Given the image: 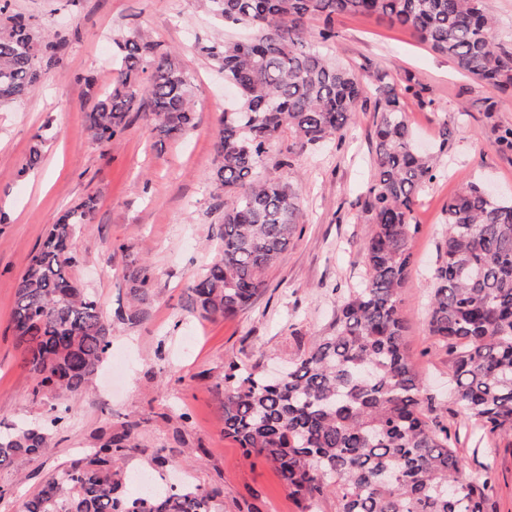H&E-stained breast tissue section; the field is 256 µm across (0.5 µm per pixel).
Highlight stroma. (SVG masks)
<instances>
[{"label": "stroma", "instance_id": "35a3bbf8", "mask_svg": "<svg viewBox=\"0 0 512 512\" xmlns=\"http://www.w3.org/2000/svg\"><path fill=\"white\" fill-rule=\"evenodd\" d=\"M11 11L58 51L41 56L31 94L0 106V430L45 425L54 448L0 467V512H22L49 474L124 423L136 426L121 461L129 474H164L203 491L220 489V512H242L248 502L259 512H298L274 468L225 438L221 383L232 361L261 370L288 366L329 331L341 298L362 278L359 248L371 227L359 200L374 166L373 110L355 113L339 141L304 148L287 136L272 142L260 173L298 185L301 233L266 272L265 288L247 309L205 320L193 311L188 286L217 255L224 206L206 177L215 165L218 118L234 92L198 45L213 37L244 39L250 29L225 26L204 0H11ZM336 30L327 46L335 61L363 73L387 71L398 85L409 73L420 80L433 106L412 96L403 100L418 143H435L442 126L454 131L442 158L445 175L426 185L416 202L418 232L409 242L414 264L402 304L407 350L428 395L446 404L450 357L425 321L443 206L463 184L481 179L512 198V153L496 150L483 112L495 103L497 121L512 125V95L460 73L446 56L376 18L345 16ZM127 35L175 50L192 79L196 125L178 140L158 141L140 112L129 113L112 142L87 134L85 115L116 76L113 40ZM41 131L48 134L42 161L22 172ZM287 153L292 164L285 167L280 160ZM90 195L98 205L73 242L76 276L113 316L129 300L126 261L140 258L153 268L152 299L139 323L113 321L106 365L91 387L69 397L72 411L55 425L48 405L26 397L30 378L8 326L28 256L49 224ZM117 244L125 245V255L114 253ZM448 426L468 474L495 464L487 512H512V437L479 430L453 411Z\"/></svg>", "mask_w": 512, "mask_h": 512}]
</instances>
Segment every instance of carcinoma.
Masks as SVG:
<instances>
[{"label": "carcinoma", "mask_w": 512, "mask_h": 512, "mask_svg": "<svg viewBox=\"0 0 512 512\" xmlns=\"http://www.w3.org/2000/svg\"><path fill=\"white\" fill-rule=\"evenodd\" d=\"M229 26L253 30L245 40L200 47L236 92L219 121L217 163L207 175L224 197L221 255L191 286L199 316L229 318L245 309L301 231L299 191L258 177L270 144L289 134L301 146L341 138L375 86V168L361 200L371 231L361 245L366 276L341 302L331 332L316 338L288 372L269 378L230 363L224 370V437L271 464L297 505L336 494L340 512H485L495 467L464 473L448 424L425 411L422 382L405 347L402 295L408 287L415 232L414 205L439 176V154L453 132L438 133V153L414 143L402 107L421 93L419 81L401 87L390 74L368 75L332 61L324 51L344 15L375 17L410 31L445 55L457 70L512 94V50L497 38L487 0H208ZM0 0V103L29 94L38 53L29 22ZM318 19V37L308 21ZM113 84L86 113L96 142H108L128 114L146 108L159 140L176 139L196 124L189 76L177 53L149 41H115ZM494 145L512 153V126L492 125ZM45 139L33 136L22 171L36 168ZM97 202L72 206L47 229L16 284L9 330L31 379L28 398L52 403L53 421L71 411L68 396L84 390L105 360L111 324L75 274L72 249ZM446 230L432 276L428 334L451 356L450 395L457 412L491 433L512 436V200L469 182L448 198ZM130 304L118 317L144 316L152 270L127 265ZM135 437L130 423L53 473L23 512H215L217 488L158 485L130 494L117 464ZM51 450L49 434L25 426L0 431V466Z\"/></svg>", "instance_id": "carcinoma-1"}]
</instances>
